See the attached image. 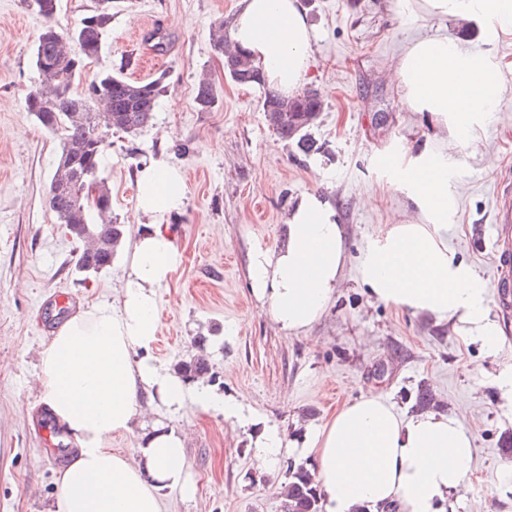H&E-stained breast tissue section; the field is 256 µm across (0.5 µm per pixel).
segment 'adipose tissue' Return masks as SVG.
<instances>
[{"mask_svg":"<svg viewBox=\"0 0 512 512\" xmlns=\"http://www.w3.org/2000/svg\"><path fill=\"white\" fill-rule=\"evenodd\" d=\"M399 8L407 18L484 21L491 41L512 32V0H399ZM231 37L260 63L267 85L279 94H294L308 81L313 31L299 0H239ZM391 79L403 103L430 113L446 146L459 148L477 141L505 85L493 58L444 36L412 42ZM445 148L382 157L390 182L403 189L419 219L386 225L375 235L360 257L359 277L377 301L453 321L492 351L501 329L489 315V290L448 246L456 196ZM184 203L180 168L163 162L142 167L137 207L149 223L131 244L118 304L88 306L40 353L42 401L78 443L58 475L54 512H161L160 489H187L183 433L153 428L134 460L109 447L114 434L133 431L142 418V398L177 409L220 407L228 417L244 406L190 386L149 356L160 326L158 291L180 262L160 218ZM346 262L342 224L326 202L310 195L290 213L285 246L253 253L252 290L280 331L297 337L326 314ZM308 448L316 456L322 512L386 506L445 512L475 458L474 438L457 417L438 410L404 417L379 394L346 403L313 430Z\"/></svg>","mask_w":512,"mask_h":512,"instance_id":"obj_1","label":"adipose tissue"}]
</instances>
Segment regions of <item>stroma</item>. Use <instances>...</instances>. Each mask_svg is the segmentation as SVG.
I'll use <instances>...</instances> for the list:
<instances>
[{"instance_id": "stroma-1", "label": "stroma", "mask_w": 512, "mask_h": 512, "mask_svg": "<svg viewBox=\"0 0 512 512\" xmlns=\"http://www.w3.org/2000/svg\"><path fill=\"white\" fill-rule=\"evenodd\" d=\"M237 4L113 0L106 48L83 75L88 81L104 68L135 81L165 75L151 125L134 136L110 131L100 175L111 190L112 220L131 240L144 221L136 200L140 166L164 160L181 167L186 203L163 221L182 262L160 290V332L149 355L171 371L196 354V337H206L210 388L227 400L249 398L243 424L219 409L148 406L153 420L186 434L193 490L163 489V512H281L287 464L315 466L313 454L300 451L307 431L370 393L411 415L421 385L474 436L475 464L452 496L455 512H512V489L498 482L499 468L512 461L502 450L512 435V406L503 396L512 375V318L491 310L502 336L490 356L480 339L450 323L376 301L357 273L370 236L418 219L387 182L380 156L442 146L432 117L403 105L390 80L409 44L437 34L494 55L507 72L494 119L477 143L452 152L458 214L448 244L491 283L497 186L512 180V34L492 43L473 22H412L398 15L396 0H301L314 31L306 87L323 100L305 154L269 126L265 87L224 77L213 30L231 22ZM43 24L27 0H0V512H52L66 456L36 383L39 353L61 325L59 307L73 313L120 296L130 260L124 249L109 270L76 273L80 244L48 206L60 141L25 107L38 81L33 58ZM155 28L172 39L162 57L141 39ZM204 78L217 98L206 112L194 101ZM307 193L336 211L350 261L325 316L306 336L287 337L255 298L248 267L256 249L284 244L288 215ZM266 425L289 445L271 476L252 461L253 435Z\"/></svg>"}]
</instances>
